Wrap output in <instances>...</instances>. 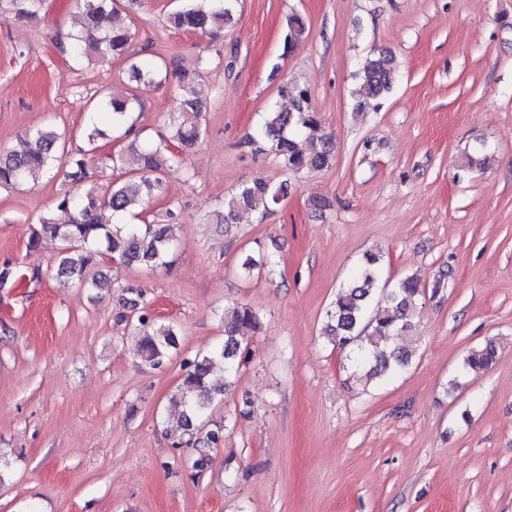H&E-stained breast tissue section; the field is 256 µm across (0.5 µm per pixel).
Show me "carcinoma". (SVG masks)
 Instances as JSON below:
<instances>
[{
	"label": "carcinoma",
	"mask_w": 512,
	"mask_h": 512,
	"mask_svg": "<svg viewBox=\"0 0 512 512\" xmlns=\"http://www.w3.org/2000/svg\"><path fill=\"white\" fill-rule=\"evenodd\" d=\"M46 0H0V20L41 19ZM238 0H186V4L169 16L170 26L179 31L211 35L224 29L231 20ZM78 27L70 35L73 59L81 63L95 57L110 61L125 54L133 39L131 21L118 7L116 0H80ZM306 33V24L297 14L288 17L284 45L292 47ZM129 81L135 83H166L173 79L177 92L175 107L169 115L171 135L155 142H140L134 138L115 154H97L98 139L103 136L99 116L109 117V125L133 132L132 114L139 99L133 91L115 95L103 93L93 104L95 118L85 128L88 149L67 155L64 178L75 186L84 187L82 196L69 192L56 200V209L70 214L67 224L57 222L47 211L39 217V229L29 240L35 249L49 236L61 243L56 277L73 281L83 288H100L101 280L92 273L103 252L121 265L166 266L176 246L173 224L177 215L169 211L163 223L127 224L122 218L144 212L150 201L161 196L165 177L185 165L184 152L193 148L203 137L205 105L199 97L194 77L182 68H169L150 61L132 63ZM359 87L353 92L356 108L377 109L392 91L396 80L393 58L380 53L369 56L355 74ZM278 95L291 104L289 110L272 109L264 113L252 141L269 146L289 171H320L329 165L333 155L332 135L322 129L321 119L313 111L308 89L295 82L284 81ZM61 134L51 128L26 133L25 149L0 151V189H15L34 181L53 169L59 161L56 144ZM307 147H302V143ZM109 180V189L102 193L97 180ZM287 181L271 182L255 178L241 184L220 209L209 213L217 224H234L242 213L265 215L288 197ZM383 257L377 253L363 256L348 282L336 294L323 332L341 349L350 350L353 361L367 382L381 380L405 370L412 361L406 344L396 343L414 327L417 301L423 294L421 283L404 277L392 287L378 289L382 278ZM270 258L242 255L239 272L251 277L261 271L272 272ZM125 299L131 313L138 315L140 325L136 344L141 362L161 368L177 348V331L170 324L157 323L146 304L143 292ZM261 327L258 313L248 306H235L224 312V343L208 356L188 363V370L172 398L180 408L183 429L201 432L195 441L196 458L193 468L204 471L209 463L208 449L224 443V427L203 430L205 417L213 402L224 396V386L214 385L211 375L220 368L224 375L237 372L246 358L250 333ZM496 342L489 339L473 348L464 359L471 370L485 369L496 362Z\"/></svg>",
	"instance_id": "carcinoma-1"
}]
</instances>
